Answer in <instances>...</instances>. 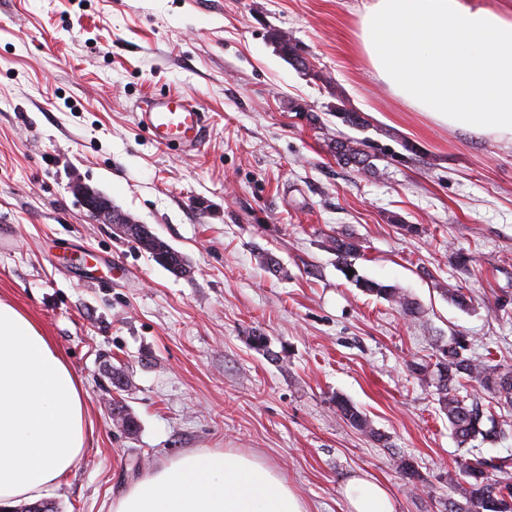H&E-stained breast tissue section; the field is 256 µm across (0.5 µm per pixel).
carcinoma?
<instances>
[{"label":"carcinoma","mask_w":512,"mask_h":512,"mask_svg":"<svg viewBox=\"0 0 512 512\" xmlns=\"http://www.w3.org/2000/svg\"><path fill=\"white\" fill-rule=\"evenodd\" d=\"M336 118L351 128H364L368 120L361 112H338ZM336 161L356 168L363 173L373 171L374 161L386 157V153L374 143L346 137L339 133L333 140ZM328 248L336 255L342 273L353 271L347 280L363 293L382 298L399 308L406 317L420 313L418 304L397 288L368 279L355 266L360 257L359 241L350 234L330 236ZM440 354L434 366L414 364L412 371L417 378L435 387L440 410L447 416L452 434L459 444L478 440L496 443L506 435V427L512 422L495 419L492 409L512 410V370L500 369L488 364L486 358L468 353L466 340L453 337L437 346ZM469 382L481 385L492 394L494 405H485L475 398L465 400L459 391ZM336 412L356 430L369 435L378 443L386 438L375 431L366 415L348 399L336 396ZM397 469L406 484L416 486L421 476L414 462L404 457L396 460ZM448 483L459 493L462 501L448 500V512H512V458H485L474 455L458 461V471L448 477Z\"/></svg>","instance_id":"cac0c4a2"}]
</instances>
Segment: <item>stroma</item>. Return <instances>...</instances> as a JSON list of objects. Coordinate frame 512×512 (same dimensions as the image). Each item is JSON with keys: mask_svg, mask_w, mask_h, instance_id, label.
<instances>
[{"mask_svg": "<svg viewBox=\"0 0 512 512\" xmlns=\"http://www.w3.org/2000/svg\"><path fill=\"white\" fill-rule=\"evenodd\" d=\"M367 2L0 0V299L66 356L85 397L86 450L48 497L56 512H111L150 468L215 448L260 456L309 512H346L355 475L381 483L395 512H445L457 459L512 455V433L458 444L411 372L454 336L512 367V144L435 124L376 79L355 36ZM276 30L321 79L280 55ZM176 92L206 114L194 154L137 123L145 97ZM340 104L368 120L351 137L407 140L420 156L366 175L339 164ZM80 185L189 273L97 223ZM341 232L361 244L360 273L401 289L418 317L345 279L327 247ZM259 334L276 359L253 346ZM339 395L387 444L337 415ZM115 397L135 432L113 424Z\"/></svg>", "mask_w": 512, "mask_h": 512, "instance_id": "stroma-1", "label": "stroma"}]
</instances>
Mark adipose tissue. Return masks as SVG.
I'll return each instance as SVG.
<instances>
[{
  "instance_id": "1",
  "label": "adipose tissue",
  "mask_w": 512,
  "mask_h": 512,
  "mask_svg": "<svg viewBox=\"0 0 512 512\" xmlns=\"http://www.w3.org/2000/svg\"><path fill=\"white\" fill-rule=\"evenodd\" d=\"M358 46L377 79L436 124L512 144V0H372ZM82 385L25 313L0 300V507L45 497L83 456ZM348 512H395L379 483L351 478ZM112 512H308L255 456L203 450L157 465Z\"/></svg>"
}]
</instances>
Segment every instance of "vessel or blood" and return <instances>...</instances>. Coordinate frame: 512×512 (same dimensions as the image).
Here are the masks:
<instances>
[{"label": "vessel or blood", "mask_w": 512, "mask_h": 512, "mask_svg": "<svg viewBox=\"0 0 512 512\" xmlns=\"http://www.w3.org/2000/svg\"><path fill=\"white\" fill-rule=\"evenodd\" d=\"M138 122L156 144L175 145L189 152L201 146L206 127L204 112L186 94L146 97Z\"/></svg>", "instance_id": "vessel-or-blood-1"}]
</instances>
